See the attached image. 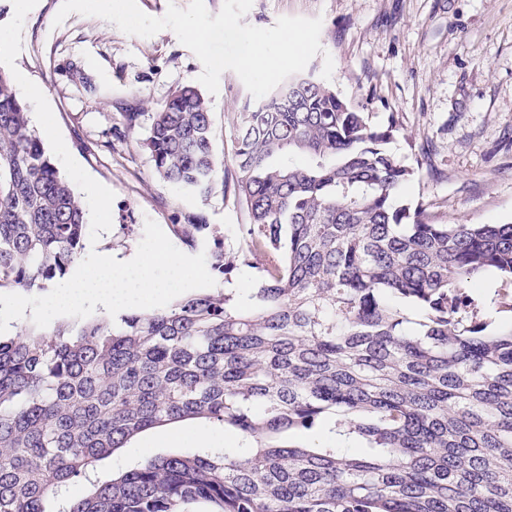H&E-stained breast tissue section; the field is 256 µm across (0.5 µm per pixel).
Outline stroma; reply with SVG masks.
I'll list each match as a JSON object with an SVG mask.
<instances>
[{"instance_id":"1","label":"stroma","mask_w":512,"mask_h":512,"mask_svg":"<svg viewBox=\"0 0 512 512\" xmlns=\"http://www.w3.org/2000/svg\"><path fill=\"white\" fill-rule=\"evenodd\" d=\"M62 2L38 0L28 13L15 65L47 98L75 161L115 194L112 227L96 251L127 256L146 220L167 232L193 212L236 246L242 207L218 189L203 200L161 184L142 146L148 112L177 86L197 85L200 60L168 29L133 36L77 13L54 25ZM282 16L321 17L324 53L308 70L321 75L332 56L336 95L366 106L373 126L396 125L389 149L417 170L398 204L423 206L437 224H512V0H253L243 21L269 28ZM251 99L230 70L208 98L213 152L224 161L233 155V117ZM125 112L141 119L111 145L106 132ZM162 434L134 437L99 477L160 453Z\"/></svg>"}]
</instances>
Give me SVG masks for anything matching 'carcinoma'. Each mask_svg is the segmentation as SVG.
I'll list each match as a JSON object with an SVG mask.
<instances>
[{
	"label": "carcinoma",
	"mask_w": 512,
	"mask_h": 512,
	"mask_svg": "<svg viewBox=\"0 0 512 512\" xmlns=\"http://www.w3.org/2000/svg\"><path fill=\"white\" fill-rule=\"evenodd\" d=\"M148 117L156 178L219 187L248 218L229 250L201 212L174 234L210 244L227 283L263 260V284L248 306L225 288L119 325L0 336V512H512V330L485 334L471 295L493 270L512 310V224H432L395 204L415 174L387 149L396 125L374 127L311 72L236 113L230 171L194 86ZM86 230L0 70V288L64 278ZM398 299L422 310L415 326ZM187 419L252 441L91 478L139 433ZM305 432L320 443L273 442Z\"/></svg>",
	"instance_id": "carcinoma-1"
}]
</instances>
